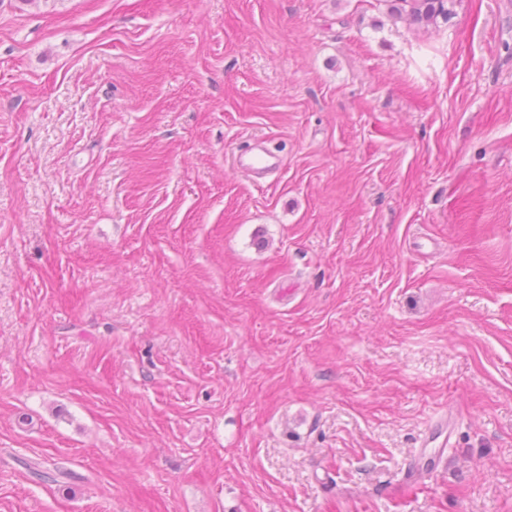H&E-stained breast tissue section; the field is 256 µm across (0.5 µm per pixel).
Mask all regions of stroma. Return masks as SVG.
I'll list each match as a JSON object with an SVG mask.
<instances>
[{
  "label": "stroma",
  "mask_w": 512,
  "mask_h": 512,
  "mask_svg": "<svg viewBox=\"0 0 512 512\" xmlns=\"http://www.w3.org/2000/svg\"><path fill=\"white\" fill-rule=\"evenodd\" d=\"M453 11L0 0V512H512V0ZM391 9L397 16H405L410 24L425 27L434 24L439 16L449 19L455 0H396ZM234 161L241 167L248 168L257 175H262L277 166L271 164V156L263 151L235 153Z\"/></svg>",
  "instance_id": "stroma-1"
}]
</instances>
